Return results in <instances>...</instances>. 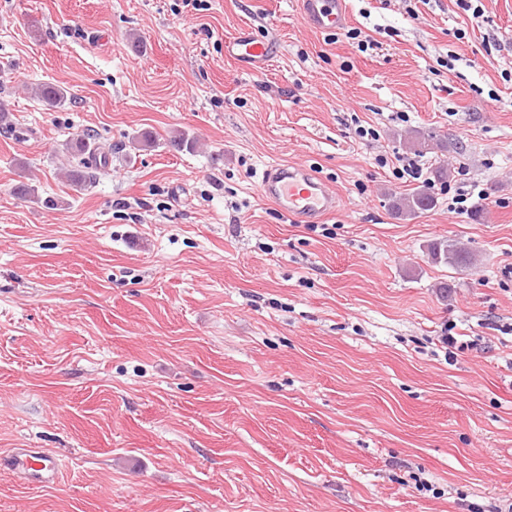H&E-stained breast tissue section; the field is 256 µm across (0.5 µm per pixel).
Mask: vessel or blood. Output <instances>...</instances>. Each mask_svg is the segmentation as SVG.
I'll list each match as a JSON object with an SVG mask.
<instances>
[{
  "instance_id": "obj_1",
  "label": "vessel or blood",
  "mask_w": 512,
  "mask_h": 512,
  "mask_svg": "<svg viewBox=\"0 0 512 512\" xmlns=\"http://www.w3.org/2000/svg\"><path fill=\"white\" fill-rule=\"evenodd\" d=\"M345 0H301L304 20L320 30L341 28L347 13ZM274 52L271 41L257 38L244 28L225 39L224 55L238 68L254 71L264 67ZM263 194L274 201L281 211L301 224H312L336 211L338 197L328 191L310 170L288 164L266 168L261 175ZM5 467L29 483L54 484L60 464L52 452L39 448H16L6 457Z\"/></svg>"
}]
</instances>
